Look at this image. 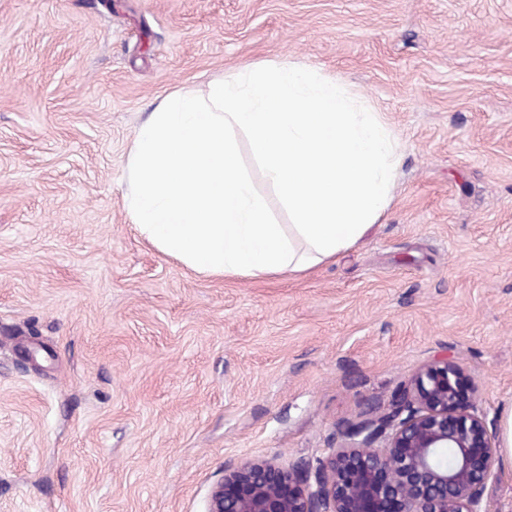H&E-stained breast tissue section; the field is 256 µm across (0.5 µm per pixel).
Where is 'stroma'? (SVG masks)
<instances>
[{
  "label": "stroma",
  "mask_w": 512,
  "mask_h": 512,
  "mask_svg": "<svg viewBox=\"0 0 512 512\" xmlns=\"http://www.w3.org/2000/svg\"><path fill=\"white\" fill-rule=\"evenodd\" d=\"M267 61L382 114L391 203L305 272L201 275L129 223L128 146L172 90ZM442 347L502 430L512 0H0V512H204L226 467L325 456ZM486 501L512 512L511 449Z\"/></svg>",
  "instance_id": "1"
}]
</instances>
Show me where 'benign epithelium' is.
<instances>
[{"label":"benign epithelium","mask_w":512,"mask_h":512,"mask_svg":"<svg viewBox=\"0 0 512 512\" xmlns=\"http://www.w3.org/2000/svg\"><path fill=\"white\" fill-rule=\"evenodd\" d=\"M341 436L326 456L286 468L254 459L224 469L205 512H487L499 436L448 353Z\"/></svg>","instance_id":"obj_1"}]
</instances>
